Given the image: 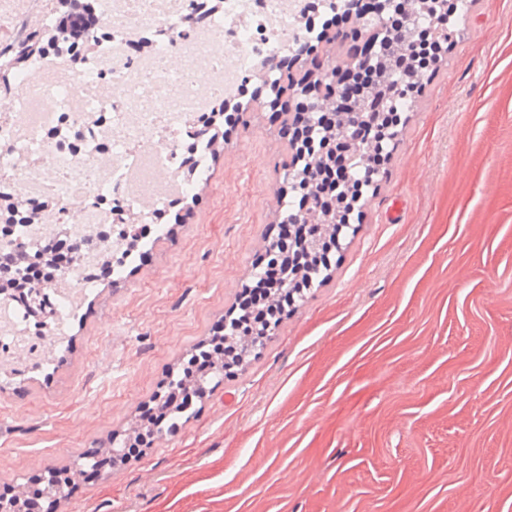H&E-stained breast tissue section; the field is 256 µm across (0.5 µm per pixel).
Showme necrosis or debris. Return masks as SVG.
Instances as JSON below:
<instances>
[{"instance_id":"obj_1","label":"necrosis or debris","mask_w":512,"mask_h":512,"mask_svg":"<svg viewBox=\"0 0 512 512\" xmlns=\"http://www.w3.org/2000/svg\"><path fill=\"white\" fill-rule=\"evenodd\" d=\"M195 3L90 0L98 26L111 33L102 54L78 64L64 55L37 59L15 75L25 92L0 113V178L30 212L61 202L52 224L84 244L82 269L51 285L56 336L93 285L86 272L100 253L90 234L132 218L153 223L191 192L186 182L157 184L182 166L186 145L204 143L200 116L236 96L246 76L298 35L306 0H222L189 28ZM55 20L52 0H0V31L8 35L0 67L13 66L33 25L49 30ZM76 129L86 134L77 153L67 147ZM27 334L26 305L1 301L0 346L28 351Z\"/></svg>"}]
</instances>
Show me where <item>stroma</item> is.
Masks as SVG:
<instances>
[{
	"instance_id": "obj_1",
	"label": "stroma",
	"mask_w": 512,
	"mask_h": 512,
	"mask_svg": "<svg viewBox=\"0 0 512 512\" xmlns=\"http://www.w3.org/2000/svg\"><path fill=\"white\" fill-rule=\"evenodd\" d=\"M323 285L178 433L57 512H512V0H470ZM63 346L0 370V485L88 468L208 336L289 211L270 87Z\"/></svg>"
}]
</instances>
